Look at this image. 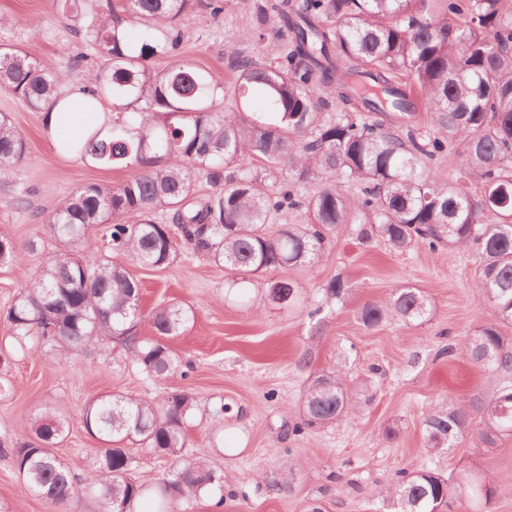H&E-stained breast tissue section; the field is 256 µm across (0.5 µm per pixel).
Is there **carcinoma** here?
Here are the masks:
<instances>
[{
    "instance_id": "1",
    "label": "carcinoma",
    "mask_w": 512,
    "mask_h": 512,
    "mask_svg": "<svg viewBox=\"0 0 512 512\" xmlns=\"http://www.w3.org/2000/svg\"><path fill=\"white\" fill-rule=\"evenodd\" d=\"M196 0H57L74 34L92 46L73 68L92 110L102 96L117 116L108 126L66 142L60 152L99 168H134L118 185L90 182L65 197L45 218L60 249L33 271L26 287L0 314L12 351L48 347L66 357L109 340L155 377L190 375L164 339L189 319L178 303L156 308L155 338L139 336L143 320L132 266L163 268L187 248L250 278L286 267L316 270L333 235L362 246L381 240L396 252L446 243L473 248L479 260L478 298L494 312L465 344L488 376L512 372V339L498 324L512 322V0H447L431 12L427 0H299L280 10L286 44L265 58L237 59L232 81L207 68L150 60L173 54L180 21ZM144 28L139 39L130 28ZM64 79L29 53L0 44V88L43 114L61 98ZM261 92L265 111L248 101ZM339 109L328 113L332 101ZM426 113L424 122L416 113ZM459 145L455 177L430 172L426 161ZM25 134L0 113V174L22 161ZM255 159L261 176L243 166ZM210 184L195 196L198 178ZM351 182L352 196L337 184ZM309 187L304 195L298 187ZM304 209L310 223L274 218ZM164 210L170 223L156 221ZM105 228L103 251L85 259L91 229ZM430 305L416 288H401L382 304H366V327L387 320L426 318ZM512 385L476 405L477 418L454 402L428 408L423 439L448 450L470 430L493 446L512 434V410L502 415ZM206 405L184 390L143 399L122 392L94 396L76 420L46 412L30 420L35 442L0 441V456L19 472L24 493L54 505L94 495L104 512H132L144 494L125 474L131 442L172 459L159 510L202 496L224 501V474L205 461L183 459L189 423ZM358 400L341 366L315 373L300 421L291 432L353 418ZM79 424L102 444L91 468L78 475L54 447ZM454 490L435 469L401 471L382 501L385 512H437Z\"/></svg>"
}]
</instances>
